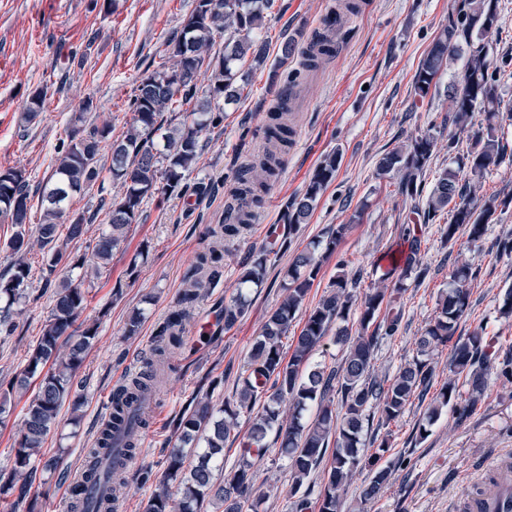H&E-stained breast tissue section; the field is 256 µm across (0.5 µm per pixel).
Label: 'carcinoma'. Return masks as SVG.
<instances>
[{
  "label": "carcinoma",
  "instance_id": "cac0c4a2",
  "mask_svg": "<svg viewBox=\"0 0 512 512\" xmlns=\"http://www.w3.org/2000/svg\"><path fill=\"white\" fill-rule=\"evenodd\" d=\"M270 0H196L195 7L180 31L171 38V57L175 63L162 67L143 78L137 86L131 109L133 124L120 141H109L111 126L94 127L87 134L75 128L68 143L60 146L52 176L38 189L43 218L35 226L37 241L47 250L46 282L57 270L73 272L92 262L105 265L126 229L138 223L141 203L150 195L165 197L200 195L206 186L188 182L199 159L200 133L220 121L211 101L231 100L241 96L248 85L249 72L239 64L246 58L257 65L265 62V49L253 40L262 25L263 12ZM498 0H454L448 23L440 29L414 75L416 94L426 97L437 86L448 67L451 56L466 51V62L460 78L448 86V125L462 132L472 125L475 111L485 113V126L476 134L474 145L467 151L458 149L455 136L448 137V157L454 167L444 170L425 203H420L426 172L436 147V136L427 130L408 144L387 153L377 164V173L396 175L397 191L409 202L408 224H433L443 212L450 220L443 236L453 247L462 233L468 242L479 241L486 226L512 207V197L482 194V183L495 165L504 146L499 137L500 115L512 117V101L501 96L500 75L504 67L490 55L489 40L499 33ZM224 37L222 55L211 56L216 38ZM336 46L331 28L313 31L307 36L301 69L286 77L276 105L269 110V124L263 134L266 149L257 159L236 171L232 195L236 201L233 222L224 225V234L235 233L248 221L249 209L260 204L268 181L281 167L291 143L292 127L288 116L293 109L296 89L305 72L315 70ZM212 70L209 99L197 101V72ZM47 92L38 89L29 98L26 118L36 119L43 111ZM166 112H183L179 126L169 131L166 150L154 151L152 139L163 128ZM110 142L112 181L124 189L122 197L107 203L109 229L103 231L92 248L91 256L75 255L58 244L60 219L66 215L64 202L73 194L92 187L102 172L101 144ZM341 156L327 155L317 167L304 193L285 203L283 217L298 227L306 223L319 197L336 177ZM31 194L25 173L14 168L0 169V217L10 221L17 231L7 243L13 261L0 275V332L10 333L12 307L26 297L25 282L29 266L25 260V224ZM93 216H72L66 237L82 236L84 225ZM348 229L336 225L325 240L310 243L309 249L295 256L284 273L286 297L265 322L251 351L249 373L241 379L237 400L215 407L208 397L197 394L188 400L182 414L172 421L177 444L166 455L165 468L154 478L145 472L144 480L155 482L144 512H205L211 495L224 498V512H257L258 504L238 497L239 490L252 481L249 457L265 447V439L275 433L280 439V454L287 458L293 473L294 512H339L341 492L357 472L370 469L369 481L362 497L369 501L385 487L396 463H380L389 451V440L378 444L380 454L365 458V435L369 418L378 411L387 423L398 420L414 397H424L430 386L432 368L429 357L440 345L453 342L448 360V383L430 403L419 436L451 408L459 418L467 416L484 393L486 379L492 372L512 374V356H500L483 330L470 335H457L459 325L471 310L468 285L476 278L472 266L455 259L450 273L451 287L439 299L436 315L425 328L416 358L400 367L390 383L371 375L370 367L379 340L396 335L403 318L400 298L406 281L421 280L426 275L421 256V239L411 236L402 263L388 269L382 277L385 287L376 288L358 300L353 288L357 279L341 269L330 285V291L305 318L289 359H284L283 339L296 318L313 282L321 260L319 251L335 252ZM222 257L212 250L198 256V269L212 279L222 273ZM267 252L261 251L243 265L241 290L235 300L224 306V326H233L248 307L249 290L260 288L266 277ZM84 279L67 282L55 300L51 315L42 330L26 368L14 376L10 390L0 394V415L6 412L10 395L24 393L37 372L42 377L37 393L25 408L24 429L14 444V464L7 474L0 473V500L19 489L24 497L27 487L37 475L35 456L47 435L60 424V408L70 396L73 410L80 407L79 396L73 395L74 373L81 365L97 336V324L82 329L75 324L86 308ZM359 307L356 320H351L354 307ZM338 324L336 342L347 346V355L336 368L329 370L311 362L316 347L328 335L332 324ZM160 344L154 358L143 371L125 378L110 397L114 413L111 421L99 429L95 447L85 456L83 469L90 484L72 489L74 512H114L112 484L123 481L121 457L133 455L138 448L135 432L142 427L140 405L153 390L158 368L163 366L174 348L185 339L181 319L173 317L158 330ZM468 386V400L459 403V384ZM293 401V415L288 423L280 417L279 403ZM261 410L255 416L247 440L242 443L238 467L225 485H215V471L224 467V442L237 427L240 411L252 410L257 402ZM331 456H326V453ZM328 460L324 483L316 498L301 491L304 480L323 460ZM177 486L181 498L172 499L171 488Z\"/></svg>",
  "mask_w": 512,
  "mask_h": 512
}]
</instances>
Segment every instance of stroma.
<instances>
[{
  "instance_id": "1",
  "label": "stroma",
  "mask_w": 512,
  "mask_h": 512,
  "mask_svg": "<svg viewBox=\"0 0 512 512\" xmlns=\"http://www.w3.org/2000/svg\"><path fill=\"white\" fill-rule=\"evenodd\" d=\"M341 2L271 0L264 26L253 35L266 49L264 66L252 71L240 97L224 103L223 121L204 130L199 139L200 160L190 179L207 184L209 193L145 199L140 222L131 225L110 263L88 276V303L80 320L97 323L98 335L76 373L80 410L62 405L60 424L35 459L40 471L25 496L35 512H71V481L83 467L85 449L94 445L112 388L142 368L156 343L159 323L178 308L197 254L219 243L211 231L224 221L234 171L265 149L254 132L264 125L281 89L270 73L281 58L284 35L311 32ZM450 3L363 0L360 14L346 24L335 55L299 87L292 112L293 143L284 166L250 224L219 243L224 248V274L203 289L185 317L186 343L173 354V369L146 411L147 425L138 432L140 459L113 488L115 512H142L153 491L142 475L148 469L162 472L167 450L175 443L170 422L192 394L209 389L213 402L236 400L237 381L248 368L252 344L286 296L283 273L310 242L327 238L337 225L348 227L335 252L323 258L305 308L319 302L341 269L357 277L356 295L377 286L385 271L384 255L402 241L407 209L395 180L377 178L378 160L430 129L438 142L427 185H434L451 165L444 119L448 86L461 74L464 57L450 64L426 97H419L413 85L420 61L447 21ZM194 6L195 0H112L108 9L94 0H0V167L23 170L30 185L45 184L79 112L85 115L83 129L107 124L112 139L122 138L133 122L130 101L136 87L170 61L167 42ZM42 87L47 90L45 110L36 120L25 121L28 95ZM87 100L93 103L88 113L82 110ZM334 151L342 155L341 166L307 224L292 236L287 251H270L268 226L281 223L287 199L303 192L323 157ZM122 193L120 183L106 173L92 188L70 197L68 212L90 211L95 219L80 238L68 242L69 251L82 254L95 244L108 222L102 199H117ZM30 205L25 226L31 267L27 297L13 307V331L0 333L4 390L26 367L57 291L45 283L44 252L34 235L42 209L38 200ZM506 237H512V209L488 225L477 244L457 251L448 247L439 225H423L421 254L427 273L422 281L409 282L401 327L379 342L371 367L374 376L392 380L400 366L413 359L416 342L434 318L459 256L476 272L470 285L471 314L461 323L459 335L479 328L493 337L496 350L512 352V319L498 313L499 296L512 285V254L498 249ZM262 250L269 253L266 282L250 290L244 316L224 327L220 317L238 293L240 264ZM137 311L142 314L140 331L127 335L126 322ZM29 400L26 394L13 396L9 413L0 418V472L13 466L14 443L24 427ZM428 405V400H413L390 424L372 416L368 435L373 442L364 453L375 454L376 440L389 438L388 457L395 460V471L383 491L367 502L360 499L366 475L357 473L342 494V512H461L463 494L487 460L512 455V376L492 378L466 418L445 412L421 440L417 426ZM278 449L275 436H267L264 451L252 458L247 495L261 500V512H293V476ZM50 459L57 460V470L43 472Z\"/></svg>"
}]
</instances>
